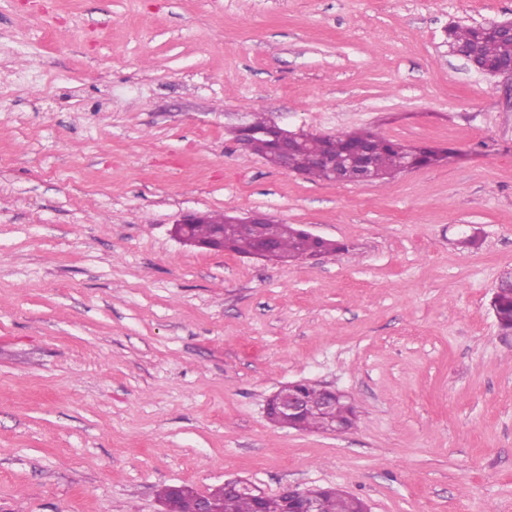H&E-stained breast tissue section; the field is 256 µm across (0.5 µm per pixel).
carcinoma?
<instances>
[{
  "label": "carcinoma",
  "instance_id": "cac0c4a2",
  "mask_svg": "<svg viewBox=\"0 0 512 512\" xmlns=\"http://www.w3.org/2000/svg\"><path fill=\"white\" fill-rule=\"evenodd\" d=\"M448 41L458 48L479 46L483 57L494 63H505L512 58V44L492 33L479 37L473 26H455L448 33ZM250 151L267 162L278 166L281 156L276 152L274 142L258 136L251 141ZM353 157L352 169L347 173V182L365 171L378 174L385 179L391 175L412 168L436 165L448 159V152L431 147H409L374 132L358 130L337 135L331 139L310 136L304 147L288 154V167L318 180H328L324 159L341 161ZM224 220L222 214H210L199 224L190 228L191 236L199 242H207L213 236L215 226ZM261 233L277 249L281 261H306L311 250L322 253H338L347 250L339 241L324 239L314 245L304 241L301 228L294 224H280L267 220ZM256 245L254 225L242 223L235 227L232 238L224 248L239 254H250ZM491 308L498 327L505 335L512 334V285L502 283L493 292ZM355 407L349 400L338 399L329 405V413L312 411L306 416L293 420L291 427L297 430L323 431L329 422L342 421L348 427L356 424ZM363 501L345 495L336 488H326L320 504L321 512H360ZM223 512H255V504L247 497L224 493Z\"/></svg>",
  "mask_w": 512,
  "mask_h": 512
}]
</instances>
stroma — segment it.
I'll return each mask as SVG.
<instances>
[{
  "label": "stroma",
  "mask_w": 512,
  "mask_h": 512,
  "mask_svg": "<svg viewBox=\"0 0 512 512\" xmlns=\"http://www.w3.org/2000/svg\"><path fill=\"white\" fill-rule=\"evenodd\" d=\"M0 0V512H161L167 485L332 486L369 512H512V79L444 29L512 0ZM264 113L449 151L336 184L242 149ZM258 211L347 251L182 243ZM478 234L480 246L461 241ZM306 381L355 427L271 423ZM224 215L225 214L206 215L205 220L199 224H196V222L199 221V219L202 218L203 215L195 213L184 215L183 218L178 223L181 230L179 238L185 243L194 245L193 241L189 238L187 234L188 226L189 224H192L190 228L191 236L199 242L209 241L213 236L215 226L217 224H220L224 220ZM491 308L498 327L505 335L512 334V285L502 283L493 292ZM305 382L291 383L282 387L272 395L266 403V415L270 411L284 414H297L306 408V402L300 388L306 385Z\"/></svg>",
  "instance_id": "1"
}]
</instances>
